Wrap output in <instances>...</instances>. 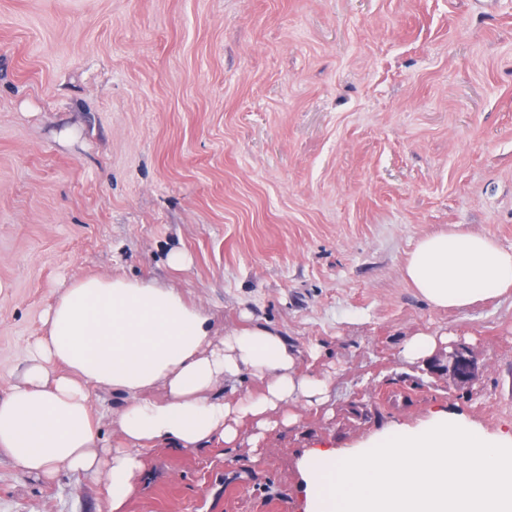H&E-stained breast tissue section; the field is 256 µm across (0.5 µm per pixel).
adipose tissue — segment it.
<instances>
[{"label": "adipose tissue", "instance_id": "adipose-tissue-1", "mask_svg": "<svg viewBox=\"0 0 512 512\" xmlns=\"http://www.w3.org/2000/svg\"><path fill=\"white\" fill-rule=\"evenodd\" d=\"M404 275L432 306L466 307L512 288V250L455 225L419 240ZM43 323L45 335L0 397V454L26 478L64 469L103 483L107 512H124L153 449L233 448L247 429L258 455L269 433L297 424V406L317 409L331 397V376L301 368L318 347L300 353L281 331L254 322L217 333L208 310L150 281L78 279ZM244 378L256 390L219 392V383ZM94 385L122 398L112 417L118 446L100 443ZM158 387L163 396L152 397Z\"/></svg>", "mask_w": 512, "mask_h": 512}]
</instances>
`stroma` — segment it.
Instances as JSON below:
<instances>
[{
  "mask_svg": "<svg viewBox=\"0 0 512 512\" xmlns=\"http://www.w3.org/2000/svg\"><path fill=\"white\" fill-rule=\"evenodd\" d=\"M455 224L512 249V0H0V395L90 275L250 314L334 375L259 458L155 449L125 512H304L310 449L448 410L511 432L512 292L442 310L404 277ZM437 330L471 386L401 359ZM100 495L0 457V512ZM431 370V369H430ZM433 371L436 376L448 377L449 388H460L471 385L478 375L477 363L473 353L465 343L453 344L448 350L444 363Z\"/></svg>",
  "mask_w": 512,
  "mask_h": 512,
  "instance_id": "35a3bbf8",
  "label": "stroma"
}]
</instances>
